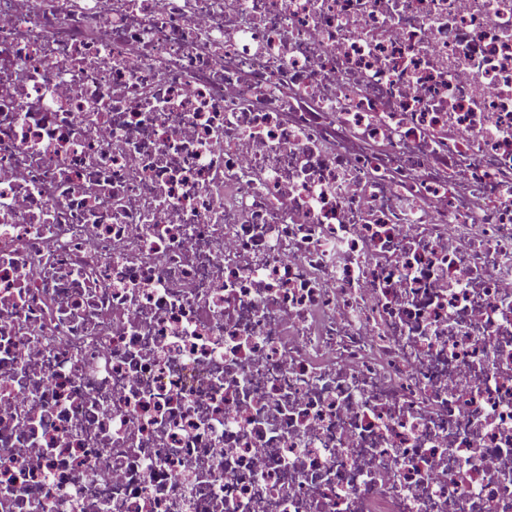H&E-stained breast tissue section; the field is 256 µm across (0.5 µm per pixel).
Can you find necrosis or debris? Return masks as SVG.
<instances>
[{"label":"necrosis or debris","mask_w":512,"mask_h":512,"mask_svg":"<svg viewBox=\"0 0 512 512\" xmlns=\"http://www.w3.org/2000/svg\"><path fill=\"white\" fill-rule=\"evenodd\" d=\"M0 512H512V0H0Z\"/></svg>","instance_id":"4bbe7bcc"}]
</instances>
